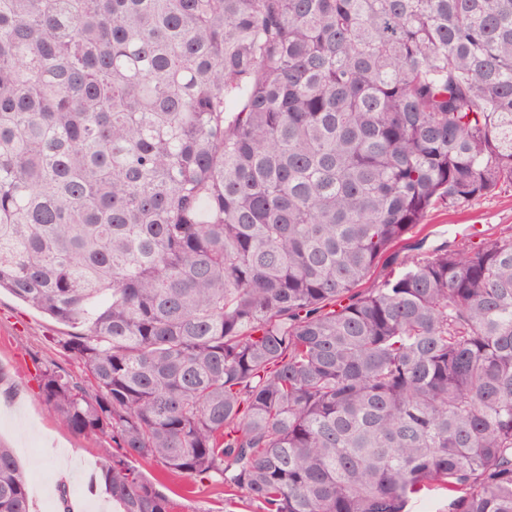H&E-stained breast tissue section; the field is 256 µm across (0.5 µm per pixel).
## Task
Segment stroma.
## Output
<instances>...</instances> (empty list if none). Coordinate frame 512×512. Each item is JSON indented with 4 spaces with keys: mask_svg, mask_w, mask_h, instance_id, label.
Instances as JSON below:
<instances>
[{
    "mask_svg": "<svg viewBox=\"0 0 512 512\" xmlns=\"http://www.w3.org/2000/svg\"><path fill=\"white\" fill-rule=\"evenodd\" d=\"M504 232H512V189L456 211H431L410 239L427 254L444 243H477ZM73 333V327L0 290V384L9 385L0 397V444L12 448L28 479L30 512H62L63 496L74 512H119L94 481L113 451L111 441L76 434L39 396L38 374L46 365L60 363L80 374L79 363L59 346ZM137 467L173 501V512H251L245 500L225 501L222 484L167 472L158 462Z\"/></svg>",
    "mask_w": 512,
    "mask_h": 512,
    "instance_id": "1",
    "label": "stroma"
}]
</instances>
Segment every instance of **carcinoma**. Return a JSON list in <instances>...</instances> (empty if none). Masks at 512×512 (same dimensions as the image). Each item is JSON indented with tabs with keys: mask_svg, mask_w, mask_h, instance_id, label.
Here are the masks:
<instances>
[{
	"mask_svg": "<svg viewBox=\"0 0 512 512\" xmlns=\"http://www.w3.org/2000/svg\"><path fill=\"white\" fill-rule=\"evenodd\" d=\"M512 0H0V288L82 332L41 370L133 458L256 512H512ZM0 512H29L0 446ZM475 226L479 229L470 230ZM503 232H512V188L458 211L432 210L408 235L410 239L407 242L414 243L424 238L422 248L415 253L428 254L445 242L448 246L467 241L479 243Z\"/></svg>",
	"mask_w": 512,
	"mask_h": 512,
	"instance_id": "1",
	"label": "carcinoma"
}]
</instances>
